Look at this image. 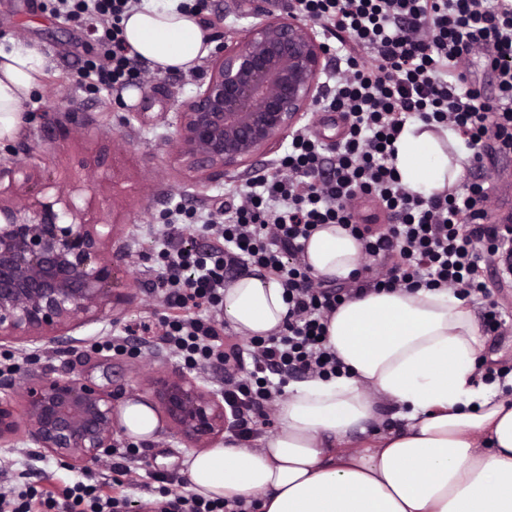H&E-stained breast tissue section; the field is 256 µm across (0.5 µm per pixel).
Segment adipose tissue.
Returning a JSON list of instances; mask_svg holds the SVG:
<instances>
[{
    "label": "adipose tissue",
    "mask_w": 512,
    "mask_h": 512,
    "mask_svg": "<svg viewBox=\"0 0 512 512\" xmlns=\"http://www.w3.org/2000/svg\"><path fill=\"white\" fill-rule=\"evenodd\" d=\"M192 0H141L124 19L130 50L162 72H189L213 48ZM43 47L0 37V137L18 130L40 85ZM402 184L428 197L459 186L468 152L451 128L408 121L394 142ZM313 273L349 280L360 243L340 227L305 248ZM286 289L254 272L224 290V315L240 335L280 331ZM483 343L464 299L451 289L369 292L340 305L327 344L341 375L311 377L278 401L274 433L257 447L217 444L189 460L192 492L244 501L255 512H512V399L505 381L475 384ZM401 425L381 431L379 406Z\"/></svg>",
    "instance_id": "obj_1"
}]
</instances>
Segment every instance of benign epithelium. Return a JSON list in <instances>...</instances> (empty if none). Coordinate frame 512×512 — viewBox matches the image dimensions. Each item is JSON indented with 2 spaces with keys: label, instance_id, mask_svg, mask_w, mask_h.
Returning <instances> with one entry per match:
<instances>
[{
  "label": "benign epithelium",
  "instance_id": "obj_1",
  "mask_svg": "<svg viewBox=\"0 0 512 512\" xmlns=\"http://www.w3.org/2000/svg\"><path fill=\"white\" fill-rule=\"evenodd\" d=\"M327 53L316 27L295 16L233 30L211 56L205 80L169 126L176 157L197 172L224 175L283 138L323 94ZM60 224L53 205L0 199V342H51L124 302L122 270L106 257L115 225L88 221L71 201ZM181 442L204 447L224 433V396L173 367L150 383ZM115 395L72 371H41L0 382V444L21 442L72 465L112 455Z\"/></svg>",
  "mask_w": 512,
  "mask_h": 512
}]
</instances>
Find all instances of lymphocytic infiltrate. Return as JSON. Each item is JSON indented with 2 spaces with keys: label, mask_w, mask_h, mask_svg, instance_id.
<instances>
[{
  "label": "lymphocytic infiltrate",
  "mask_w": 512,
  "mask_h": 512,
  "mask_svg": "<svg viewBox=\"0 0 512 512\" xmlns=\"http://www.w3.org/2000/svg\"><path fill=\"white\" fill-rule=\"evenodd\" d=\"M137 3L46 0L65 22L96 24V50L76 76L90 93L143 84L150 67L127 47L122 26ZM287 7L335 42L336 84L318 106L341 113L346 133L328 146L308 129L296 130L273 167L225 189V207L170 208L151 286L165 312L137 325L156 333L184 366L211 371L238 440L248 439L254 418L284 396L290 377L340 374L326 327L353 295L450 287L483 306L484 327L495 333L502 312L490 286L512 277V225L490 221L487 181L424 198L401 184L392 162V141L412 118L457 131L473 167H483L489 154H512V0H288ZM474 56L495 73V95L466 74ZM360 195L374 198L391 224L373 231L358 223L352 202ZM327 224L355 237L366 258L387 271L339 286L317 278L304 260L305 243ZM193 226L206 235L204 246L185 241ZM253 268L286 286L288 316L279 333L242 347L224 340V290ZM133 455L128 447L115 452L109 483L79 481L58 491L14 485L1 469L0 512H128L123 478ZM154 512L250 509L188 492L155 502Z\"/></svg>",
  "instance_id": "lymphocytic-infiltrate-1"
}]
</instances>
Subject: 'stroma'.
I'll return each instance as SVG.
<instances>
[{
  "label": "stroma",
  "mask_w": 512,
  "mask_h": 512,
  "mask_svg": "<svg viewBox=\"0 0 512 512\" xmlns=\"http://www.w3.org/2000/svg\"><path fill=\"white\" fill-rule=\"evenodd\" d=\"M259 8L268 9V0H214L202 19L214 37L228 26L251 25ZM7 34L39 42L51 53L43 84L30 110L20 115L18 132L0 139V161L11 159L35 172L33 183L13 193V201H52L59 193L71 194L79 209L113 223L117 242H130L133 250L129 256L112 254L133 273L123 289L122 320L116 323L107 316L82 324L72 332L75 345H48L39 363L58 371L71 363L77 373L104 389L122 390L124 398L151 397L150 378L165 373L174 357L154 341L141 345L135 356L101 350L97 344L121 334L125 324L163 312L160 297L149 291L158 273L155 233L163 213L181 201L202 208L223 201L225 186L241 183L254 169L272 166L287 151L288 142L278 141L223 178L191 172L176 160L167 142L166 121L178 104L195 96L202 72L163 74L158 89L132 86L119 97L104 91L91 96L71 82L93 44L91 27L78 28L51 16L43 0H0V36ZM485 171L491 185V217L512 214V156L486 160ZM503 363L512 365V320L497 335L486 337L478 352L477 379L487 380L488 369ZM137 445L152 471L166 482L187 477L193 448L174 439L166 427H158ZM0 465L21 485L52 478L72 483L87 473L112 476L111 462L66 466L51 456L36 458L29 448L0 446Z\"/></svg>",
  "instance_id": "stroma-1"
}]
</instances>
